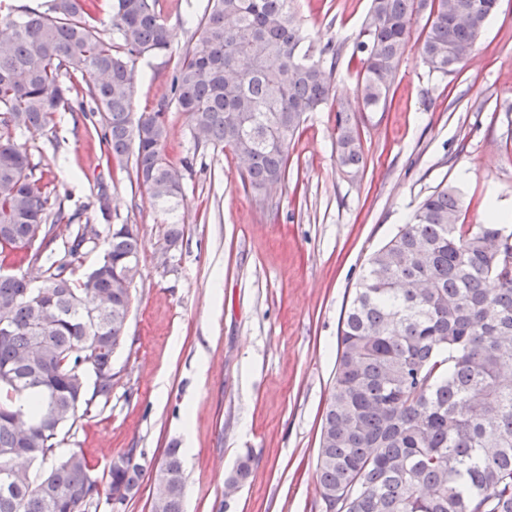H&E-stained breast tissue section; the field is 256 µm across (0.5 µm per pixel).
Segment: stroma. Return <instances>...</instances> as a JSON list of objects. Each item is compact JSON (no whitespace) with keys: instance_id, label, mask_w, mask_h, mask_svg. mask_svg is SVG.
I'll list each match as a JSON object with an SVG mask.
<instances>
[{"instance_id":"1","label":"stroma","mask_w":512,"mask_h":512,"mask_svg":"<svg viewBox=\"0 0 512 512\" xmlns=\"http://www.w3.org/2000/svg\"><path fill=\"white\" fill-rule=\"evenodd\" d=\"M207 4L157 0L170 48L138 61L134 114L169 97ZM368 6L296 0L312 48L330 43L341 54L330 97L309 113L271 206L243 189L230 151L196 145L188 115L168 112L166 151L184 165V234L175 246L133 166L108 158L89 113L63 110L22 135L65 215L99 232L76 276L100 260L108 224L133 225L142 242L112 396L59 445L82 449L101 469L136 449L146 475L126 512H151L152 469L165 449L188 444L187 424L194 452L184 462V512H323L321 418L343 311L368 256L440 185L462 192L463 223H488L493 207L512 215V0H500L472 55L445 76L424 66L413 28L386 107L352 115L366 158L353 179L336 164V113L356 100L354 49ZM244 455L251 474L226 494Z\"/></svg>"}]
</instances>
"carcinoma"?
<instances>
[{"instance_id":"obj_1","label":"carcinoma","mask_w":512,"mask_h":512,"mask_svg":"<svg viewBox=\"0 0 512 512\" xmlns=\"http://www.w3.org/2000/svg\"><path fill=\"white\" fill-rule=\"evenodd\" d=\"M295 0H211L200 35L178 64L171 97L134 117L135 67L169 47L155 0H112L107 40L97 0H51L50 13H0V260L38 266L42 286L0 274V512H92L100 482L76 448L56 458L59 435L112 396V357L131 305L128 261L142 248L132 226L108 227L95 268L74 265L98 237L80 224L64 255L42 246L65 219L35 177L25 131L93 104L110 156L134 154L136 182L183 235L182 173L166 153L170 105L187 113L197 144L229 149L257 201L286 176L306 115L329 97L323 56L302 48ZM499 0H370L355 49V92L386 103L418 18L420 55L448 74L472 54ZM339 167L356 178L365 158L348 109L336 123ZM464 201L436 188L411 221L367 260L340 328L336 378L322 418L316 480L325 512H512V230L463 224ZM39 247H34L35 242ZM130 448L109 465L106 501L139 489ZM51 463L40 477L16 466ZM180 449L165 450L154 512H183Z\"/></svg>"}]
</instances>
